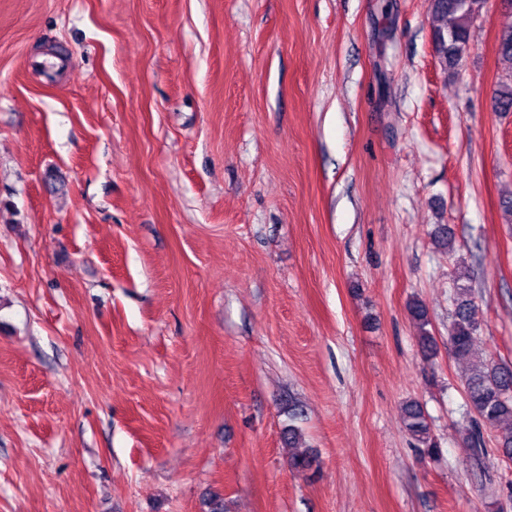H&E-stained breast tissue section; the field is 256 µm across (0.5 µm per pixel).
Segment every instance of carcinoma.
I'll list each match as a JSON object with an SVG mask.
<instances>
[{
  "instance_id": "carcinoma-1",
  "label": "carcinoma",
  "mask_w": 512,
  "mask_h": 512,
  "mask_svg": "<svg viewBox=\"0 0 512 512\" xmlns=\"http://www.w3.org/2000/svg\"><path fill=\"white\" fill-rule=\"evenodd\" d=\"M485 0H432V9L440 24L433 29L432 44L440 66L445 70L456 69L470 49V33L474 20L479 16ZM501 60L512 66V25L501 30L496 45ZM498 112H512V73L499 85L495 95ZM469 279L466 273L455 279L453 319L448 331V349L459 360H468L475 353L480 324L475 317L472 287L462 284ZM410 316L419 325L418 342L421 353L434 355L435 340L427 330V309L418 300L408 305ZM463 391L467 406L477 418L467 430L464 443L475 451L484 443L483 430L498 432V451L512 459V368L493 365L485 360L474 363L463 373ZM405 430L417 441L423 455L434 456L439 448L422 406L409 401L403 408ZM314 459L307 450L290 458V467L297 473L309 470Z\"/></svg>"
}]
</instances>
